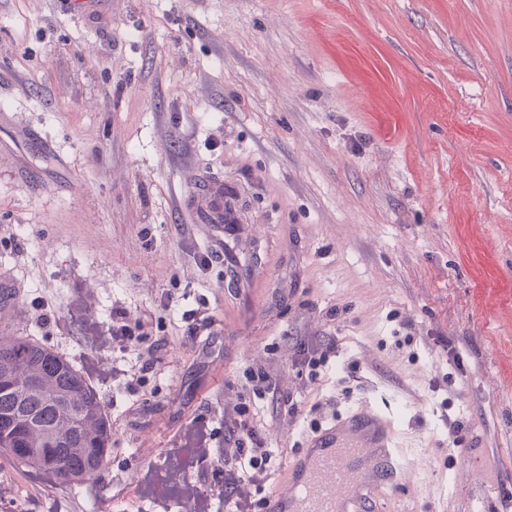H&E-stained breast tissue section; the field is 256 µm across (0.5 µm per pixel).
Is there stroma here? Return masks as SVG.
<instances>
[{
    "label": "stroma",
    "mask_w": 512,
    "mask_h": 512,
    "mask_svg": "<svg viewBox=\"0 0 512 512\" xmlns=\"http://www.w3.org/2000/svg\"><path fill=\"white\" fill-rule=\"evenodd\" d=\"M201 183L243 206L205 271ZM1 269L23 287L12 333L77 368L136 357L84 336L78 283L103 325L120 309L168 345L145 391L94 383L96 477L0 450V512H182L141 496L146 473L177 483L180 429L223 439L247 367L315 333L336 353L311 395L256 403L268 447L365 403L392 421L403 503L467 512L490 466L512 512V0H0ZM188 477L225 512L222 461Z\"/></svg>",
    "instance_id": "35a3bbf8"
}]
</instances>
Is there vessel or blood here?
<instances>
[{"label": "vessel or blood", "instance_id": "vessel-or-blood-1", "mask_svg": "<svg viewBox=\"0 0 512 512\" xmlns=\"http://www.w3.org/2000/svg\"><path fill=\"white\" fill-rule=\"evenodd\" d=\"M395 434L387 418L365 405L318 431L286 467L264 512H388L401 493Z\"/></svg>", "mask_w": 512, "mask_h": 512}]
</instances>
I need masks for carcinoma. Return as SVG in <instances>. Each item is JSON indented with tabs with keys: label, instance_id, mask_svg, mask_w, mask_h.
I'll return each instance as SVG.
<instances>
[{
	"label": "carcinoma",
	"instance_id": "1",
	"mask_svg": "<svg viewBox=\"0 0 512 512\" xmlns=\"http://www.w3.org/2000/svg\"><path fill=\"white\" fill-rule=\"evenodd\" d=\"M30 379L42 391L27 388ZM112 429L98 394L69 361L29 336H0V448L22 466L44 470L35 448L65 459L63 483L89 479L106 462Z\"/></svg>",
	"mask_w": 512,
	"mask_h": 512
}]
</instances>
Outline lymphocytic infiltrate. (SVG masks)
I'll return each mask as SVG.
<instances>
[{
  "mask_svg": "<svg viewBox=\"0 0 512 512\" xmlns=\"http://www.w3.org/2000/svg\"><path fill=\"white\" fill-rule=\"evenodd\" d=\"M122 312H115L111 328H102L91 297H81L76 309V321L85 335L108 333L112 342L122 348L132 346L142 337L152 335V324L138 322L129 326L123 322ZM278 367L274 362L249 366L245 384L237 388L234 399L224 404V446L215 449L214 435L201 421H193L182 428L172 448L167 465L176 472H188L195 461L221 456L224 460V483L229 489L224 498L226 512H256L262 507L257 492L271 483L275 469L272 465L278 451L266 447L260 434V421L253 406L255 399L270 396L272 402L292 403L293 395L276 393Z\"/></svg>",
  "mask_w": 512,
  "mask_h": 512,
  "instance_id": "1",
  "label": "lymphocytic infiltrate"
}]
</instances>
